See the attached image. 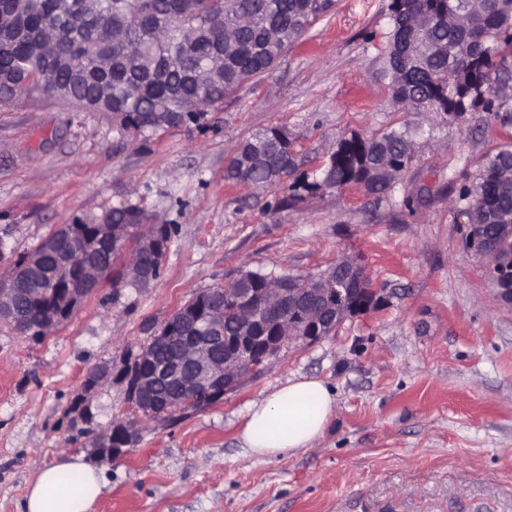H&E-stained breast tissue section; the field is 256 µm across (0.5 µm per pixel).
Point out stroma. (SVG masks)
Returning <instances> with one entry per match:
<instances>
[{
    "label": "stroma",
    "instance_id": "stroma-1",
    "mask_svg": "<svg viewBox=\"0 0 512 512\" xmlns=\"http://www.w3.org/2000/svg\"><path fill=\"white\" fill-rule=\"evenodd\" d=\"M388 4L336 0L200 126L144 145L100 113L0 109V228L14 253L120 204L176 229L151 287L103 284L38 343L0 327V512H23L36 473L72 455L106 477L93 512H512V306L452 206L512 136V112L446 120L397 104L380 78ZM272 126L310 179L350 133L408 130L414 156L382 201L347 187L285 206V190L224 180L226 157ZM344 256L370 278L367 309L285 346L212 407L141 431L124 457L92 454L70 411L88 369L122 368L180 304L241 272L315 276ZM300 375L333 389L329 426L315 447L256 460L240 441L248 404ZM92 411L98 431L125 417L123 384Z\"/></svg>",
    "mask_w": 512,
    "mask_h": 512
}]
</instances>
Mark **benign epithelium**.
<instances>
[{
  "label": "benign epithelium",
  "mask_w": 512,
  "mask_h": 512,
  "mask_svg": "<svg viewBox=\"0 0 512 512\" xmlns=\"http://www.w3.org/2000/svg\"><path fill=\"white\" fill-rule=\"evenodd\" d=\"M165 227L155 226L154 233L141 241L139 249L152 256L157 268L166 261L167 247L162 237ZM128 281L149 285L152 274L134 259L127 265ZM345 271L333 266L330 272L308 278L306 288H272L270 303L272 311L255 315L253 303L246 298L245 288H226L222 285L195 293L181 304L174 314L179 317V330L175 333L163 326L153 340H161L173 346L168 360L157 366L149 347L139 353V366H149V374L142 375L139 366L114 371L112 363L103 362L92 368L93 375H85L81 391L74 401L78 412L84 414L91 405V396L103 385L119 381L125 386L130 416L119 419L110 436L92 440L96 455L117 459L124 456L128 448L138 440L140 426L136 420L147 412V406L155 402V381L165 379L173 382L184 407H203L209 402L223 398V393L238 386L247 377L259 374L280 350L291 342L312 343L326 336V330L336 327L337 322L348 315L347 284L336 282V287L327 288L325 283ZM100 268L87 261L75 266V277L61 281L59 291L63 302L79 307L104 282ZM501 301L512 304V275H497L492 279ZM41 280L30 276L21 283L22 289L12 288L0 282V317L10 316L16 293L24 291L35 295L40 292ZM224 296V304L231 305V312L243 318L238 334L224 335V309L210 313L205 303L212 298Z\"/></svg>",
  "instance_id": "obj_1"
}]
</instances>
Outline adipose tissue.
<instances>
[{
	"label": "adipose tissue",
	"instance_id": "obj_1",
	"mask_svg": "<svg viewBox=\"0 0 512 512\" xmlns=\"http://www.w3.org/2000/svg\"><path fill=\"white\" fill-rule=\"evenodd\" d=\"M335 408L336 398L323 380L295 377L248 406L240 437L254 457H287L319 442ZM65 469L82 472L80 490L60 487L57 476ZM104 487L101 470L70 456L39 470L27 489L24 512H91Z\"/></svg>",
	"mask_w": 512,
	"mask_h": 512
}]
</instances>
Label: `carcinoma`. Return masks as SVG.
I'll return each mask as SVG.
<instances>
[{
  "label": "carcinoma",
  "instance_id": "obj_1",
  "mask_svg": "<svg viewBox=\"0 0 512 512\" xmlns=\"http://www.w3.org/2000/svg\"><path fill=\"white\" fill-rule=\"evenodd\" d=\"M37 14H14L0 0V107L24 98L59 102L76 112H100L143 143L161 131L199 125L243 83L267 72L335 0H42ZM382 79L393 99L412 108L455 117L465 112H512V100L496 96L495 82L512 75V0H390ZM224 52V81L207 86L204 65ZM269 127L244 139L224 167V180L259 188L281 186L297 166L288 138ZM414 144L407 132L391 130L365 138H341L318 181L293 178L289 197L323 188L358 187L380 198L409 167ZM512 143L486 156L472 184H463L457 217L481 225L491 244L489 275L512 268ZM105 219L127 230L136 246L152 231L142 211L114 206ZM91 225L62 224L48 239L81 246ZM42 266L35 271L45 288L32 301L15 303L17 318L6 325L28 339L40 315L58 308L60 254L38 246ZM108 270L109 282L124 281L120 248L102 244L87 254ZM269 284L267 275L248 271L229 288ZM375 293L351 287L350 305L360 312Z\"/></svg>",
  "mask_w": 512,
  "mask_h": 512
}]
</instances>
